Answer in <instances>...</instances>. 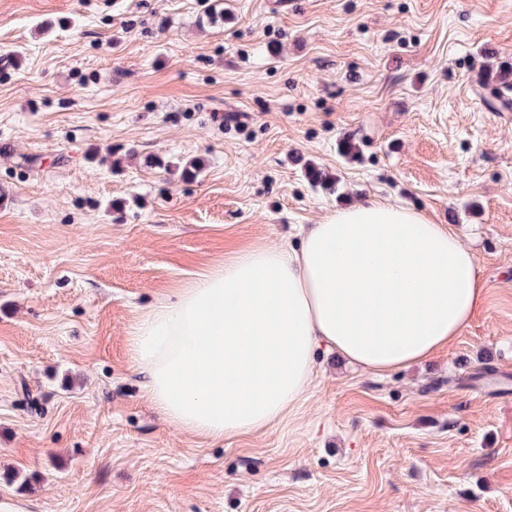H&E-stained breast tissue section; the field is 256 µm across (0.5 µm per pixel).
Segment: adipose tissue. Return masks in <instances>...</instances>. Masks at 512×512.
I'll use <instances>...</instances> for the list:
<instances>
[{
	"instance_id": "1",
	"label": "adipose tissue",
	"mask_w": 512,
	"mask_h": 512,
	"mask_svg": "<svg viewBox=\"0 0 512 512\" xmlns=\"http://www.w3.org/2000/svg\"><path fill=\"white\" fill-rule=\"evenodd\" d=\"M473 251L412 209L370 200L238 250L145 311L130 336L156 410L210 440L280 422L322 353L381 375L433 356L484 303Z\"/></svg>"
}]
</instances>
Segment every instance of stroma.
I'll return each instance as SVG.
<instances>
[{
	"label": "stroma",
	"instance_id": "1",
	"mask_svg": "<svg viewBox=\"0 0 512 512\" xmlns=\"http://www.w3.org/2000/svg\"><path fill=\"white\" fill-rule=\"evenodd\" d=\"M505 60L512 0H0V512H512ZM373 199L474 251L460 336L381 376L319 355L246 436L170 426L139 316ZM480 84L487 91L484 94V101L492 110H509L510 100L503 98V90L509 91L512 87V64L507 61L501 62L494 67H488L482 75ZM497 97L499 104L494 103L490 97Z\"/></svg>",
	"mask_w": 512,
	"mask_h": 512
}]
</instances>
